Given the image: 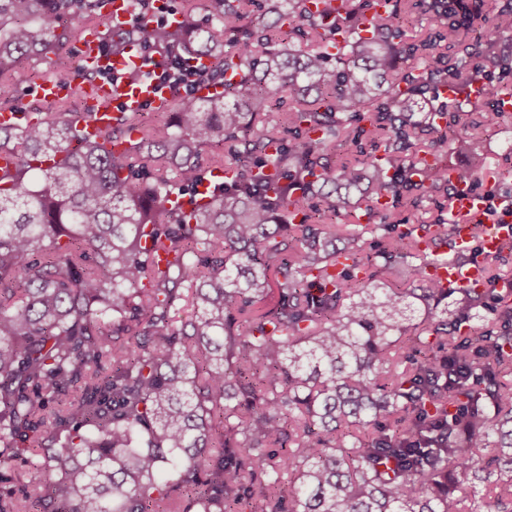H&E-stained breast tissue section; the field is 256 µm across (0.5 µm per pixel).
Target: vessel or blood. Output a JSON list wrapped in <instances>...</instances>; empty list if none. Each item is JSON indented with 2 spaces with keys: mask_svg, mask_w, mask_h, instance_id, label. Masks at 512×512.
Segmentation results:
<instances>
[{
  "mask_svg": "<svg viewBox=\"0 0 512 512\" xmlns=\"http://www.w3.org/2000/svg\"><path fill=\"white\" fill-rule=\"evenodd\" d=\"M83 63L94 68L112 67L113 70L130 71L139 67L141 60L138 53L126 56H105L103 53V36L99 30L85 32L77 45ZM70 84L56 79L41 80L37 87L39 99L54 102L70 94ZM86 95L92 103L95 117L84 124L82 131L85 137H97L112 123L116 107H123L128 112H139L144 107L156 110L169 109L175 99L174 94L159 88L154 82L141 78L133 80L123 78L118 81L109 79L98 81L93 87L87 88ZM490 206L489 199L460 186L454 198L455 211L466 215V223L457 225L454 234L457 251L466 253L472 248H479L482 254H495L512 244V206L504 205L495 220H487L486 214ZM431 275L444 286H470L484 288L485 277L481 261L465 265L446 261L433 264Z\"/></svg>",
  "mask_w": 512,
  "mask_h": 512,
  "instance_id": "b4317fda",
  "label": "vessel or blood"
}]
</instances>
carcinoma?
Instances as JSON below:
<instances>
[{"label": "carcinoma", "instance_id": "cac0c4a2", "mask_svg": "<svg viewBox=\"0 0 512 512\" xmlns=\"http://www.w3.org/2000/svg\"><path fill=\"white\" fill-rule=\"evenodd\" d=\"M399 2L314 15L273 0L254 36L240 22L255 0H206L217 28L188 13L176 28L143 23L158 46L231 72L222 90L174 103L169 123L120 112L96 140L78 129L91 112H30L0 128V512H512V291L488 316L468 288L441 309L448 289L427 274L439 257L421 249L431 225L368 255L326 223L397 199L391 172L418 169L427 132L480 152L453 136L458 105L434 112L420 92L472 82L474 17L432 0L448 49L436 57L434 42H407L401 12L416 4ZM99 11L0 0V76L58 54ZM511 17L488 18L486 34ZM292 35L311 45L282 46ZM407 57L423 62L408 88L383 87ZM285 93L292 145L255 131ZM226 143L235 163L213 156L224 181L201 204L199 150ZM342 143L383 154L333 165ZM448 186L438 165L418 183ZM400 255L420 259L421 293L392 283ZM30 456L41 483L16 472ZM485 481L483 497L467 494Z\"/></svg>", "mask_w": 512, "mask_h": 512}]
</instances>
